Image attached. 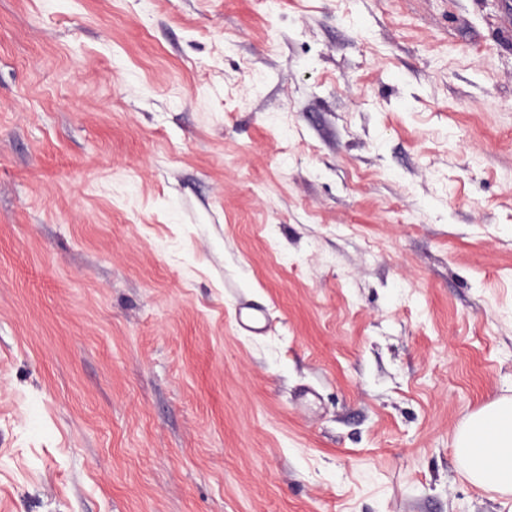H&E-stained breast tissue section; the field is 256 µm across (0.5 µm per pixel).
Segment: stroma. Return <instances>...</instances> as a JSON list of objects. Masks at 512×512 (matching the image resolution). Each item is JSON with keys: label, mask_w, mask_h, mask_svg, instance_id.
Returning <instances> with one entry per match:
<instances>
[{"label": "stroma", "mask_w": 512, "mask_h": 512, "mask_svg": "<svg viewBox=\"0 0 512 512\" xmlns=\"http://www.w3.org/2000/svg\"><path fill=\"white\" fill-rule=\"evenodd\" d=\"M505 395L512 0H0V512H512ZM268 319L263 310H254L249 304L243 303L236 309L237 323L245 330L260 335L264 330L262 326ZM454 452L474 485L512 495V398H498L473 412L456 433Z\"/></svg>", "instance_id": "stroma-1"}]
</instances>
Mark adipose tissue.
Segmentation results:
<instances>
[{
  "mask_svg": "<svg viewBox=\"0 0 512 512\" xmlns=\"http://www.w3.org/2000/svg\"><path fill=\"white\" fill-rule=\"evenodd\" d=\"M454 452L465 477L501 496L512 495V398L473 412L456 433Z\"/></svg>",
  "mask_w": 512,
  "mask_h": 512,
  "instance_id": "1",
  "label": "adipose tissue"
}]
</instances>
